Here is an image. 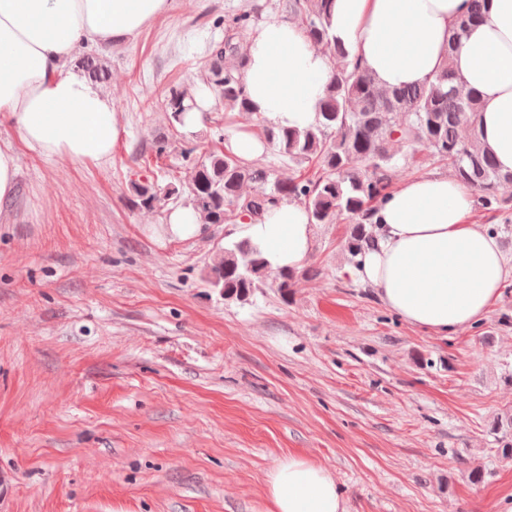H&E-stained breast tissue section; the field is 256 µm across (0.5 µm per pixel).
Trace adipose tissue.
<instances>
[{"mask_svg": "<svg viewBox=\"0 0 512 512\" xmlns=\"http://www.w3.org/2000/svg\"><path fill=\"white\" fill-rule=\"evenodd\" d=\"M468 0H333L329 31L350 61L387 90L431 80L452 58L457 84L476 91V126L502 172H512V0H485L484 19L449 51ZM170 0H0V223L16 191L17 146L39 155L109 162L121 130L110 99L75 75L82 47L101 50L132 38ZM240 76L251 112L267 126L315 124L334 70L297 22L266 16L246 42ZM474 192L441 172L405 181L375 214L373 242L347 274L371 287L405 323L445 336L482 321L512 276L496 234L470 223ZM240 237L259 243L272 265L298 267L312 230L304 207L283 200L244 215ZM271 512H346L331 471L302 456L266 476Z\"/></svg>", "mask_w": 512, "mask_h": 512, "instance_id": "1", "label": "adipose tissue"}]
</instances>
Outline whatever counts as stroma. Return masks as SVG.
Segmentation results:
<instances>
[{"instance_id": "35a3bbf8", "label": "stroma", "mask_w": 512, "mask_h": 512, "mask_svg": "<svg viewBox=\"0 0 512 512\" xmlns=\"http://www.w3.org/2000/svg\"><path fill=\"white\" fill-rule=\"evenodd\" d=\"M249 9L287 14L286 0H172L105 51L101 91L122 117L109 163L17 149L16 219L0 223V512H270L266 476L291 455L332 472L347 512H505L512 277L480 325L434 336L347 275L345 216L313 226L288 292L267 279L243 302L204 280L233 225L171 232L185 150L263 133L214 97L193 128L163 103L200 85ZM134 182L162 204L133 206Z\"/></svg>"}]
</instances>
